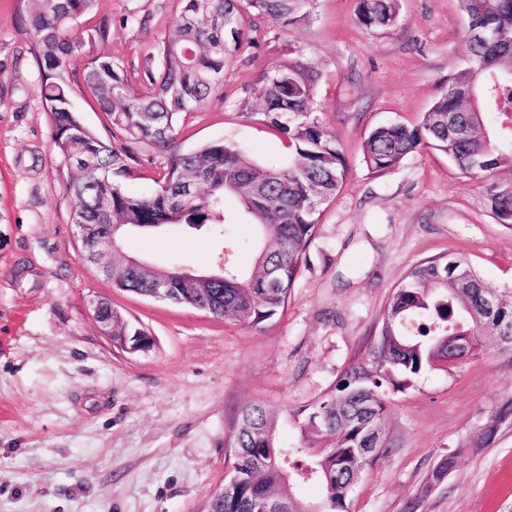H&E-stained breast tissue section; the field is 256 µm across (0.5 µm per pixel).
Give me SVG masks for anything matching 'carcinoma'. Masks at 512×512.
<instances>
[{
    "label": "carcinoma",
    "instance_id": "cac0c4a2",
    "mask_svg": "<svg viewBox=\"0 0 512 512\" xmlns=\"http://www.w3.org/2000/svg\"><path fill=\"white\" fill-rule=\"evenodd\" d=\"M313 0H184L172 33L159 48V61L147 63L143 79L147 94L130 91L126 67L103 51L111 22L103 17L88 27H73L72 17H93L96 0H22V21L31 30V54L42 71L39 97L50 119L51 141L58 171L72 198V217L101 231L108 224H126L136 231L184 226L200 230L224 223V197L234 198L255 226L257 267L245 274L224 262V279L188 285L172 270L153 266L135 269L124 254H112V278L119 287L146 295L156 283L170 281L172 298L209 314L259 327L283 314L301 272L303 256L316 235L322 208L347 177L340 143L312 116L317 75L299 58L265 70L251 94L263 104L260 116L287 141L291 160L286 167L254 162L239 147L216 142L183 152L177 127L188 112L198 111L220 91L229 45L240 47L245 19L264 18L281 27L306 23ZM400 0H359L357 16L368 27H390ZM476 26L490 36L468 42L469 62L448 80L421 122L408 127L374 128L363 144L364 162L373 173L397 167L422 146L446 154L461 174L480 177L512 169V0H466ZM85 57L83 83H71L73 57ZM483 70L478 109L461 95L470 69ZM80 92L93 98L115 129L105 142L87 127L73 107ZM501 117L490 135L484 116ZM150 146L166 157L163 177L148 195H133L118 181L138 149ZM112 180V204L102 208L100 179ZM257 189L243 196L238 189ZM491 209L502 224L512 223V180L486 183ZM494 293V309L486 299ZM153 350L155 339L112 310V343L127 352L126 338ZM482 336H504L498 354L512 365V294L488 285L462 258L427 260L412 268L393 289L385 314L365 358L353 362L336 385L306 408L299 442L278 447L277 423L260 404L243 407L235 420L228 447L238 480L219 491L208 504L212 512H264L277 501L286 512H344L348 489L363 466L385 454L384 442L365 452L371 420L385 432L388 396L410 386L420 374L480 352ZM512 422V395L503 397L462 446L478 452L492 447L499 424ZM315 481L323 497L305 502L297 483Z\"/></svg>",
    "mask_w": 512,
    "mask_h": 512
}]
</instances>
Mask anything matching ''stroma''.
Here are the masks:
<instances>
[{
    "mask_svg": "<svg viewBox=\"0 0 512 512\" xmlns=\"http://www.w3.org/2000/svg\"><path fill=\"white\" fill-rule=\"evenodd\" d=\"M357 0H314L306 24L253 18L224 64V86L181 124L190 152L228 141L262 164H287L285 138L265 124L248 90L261 71L299 57L318 75L315 116L334 134L348 175L321 214L287 311L255 329L170 301L112 287L81 257L72 201L56 170L41 71L19 0H0V512H203L233 473L225 443L236 412L258 403L280 444L298 441L293 413L365 357L388 294L417 264L458 255L494 288L512 291V226L495 218L483 180L423 148L381 175L362 145L388 123L416 125L469 59L461 0H402L395 24L369 28ZM182 0H97L112 19L105 47L125 65L132 93L171 31ZM163 157L141 151L121 178L152 191ZM225 221L200 231L140 233L125 248L158 267L211 269L235 245L255 262L234 199ZM109 299L157 340L147 354L113 347L93 316ZM479 356L422 373L392 394L393 447L360 474L353 512H506L512 506V430L458 459L434 487L439 461L512 394V366L485 338Z\"/></svg>",
    "mask_w": 512,
    "mask_h": 512,
    "instance_id": "1",
    "label": "stroma"
}]
</instances>
